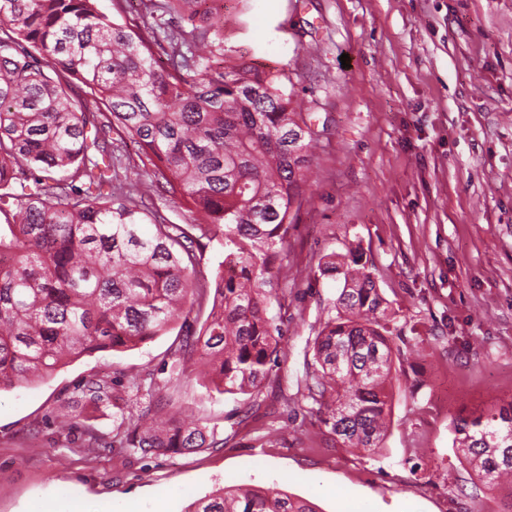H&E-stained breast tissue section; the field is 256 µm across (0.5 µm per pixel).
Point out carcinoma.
Wrapping results in <instances>:
<instances>
[{
	"mask_svg": "<svg viewBox=\"0 0 512 512\" xmlns=\"http://www.w3.org/2000/svg\"><path fill=\"white\" fill-rule=\"evenodd\" d=\"M142 22L119 24L97 0H0V390L43 381L80 355L129 350L203 309L199 330L171 348L172 370L201 364L221 394L260 392L279 364L269 315L293 205L316 132L279 76L224 66V0H143ZM170 15L171 22L165 19ZM135 143L146 178L119 179L112 134ZM161 191L193 223L165 224L147 201ZM224 241L215 285L197 278L201 243ZM343 277L335 314L311 342L298 389L342 444L382 448L394 378L388 303L360 258L331 254ZM146 390L154 408L133 409ZM164 387L134 375L117 388L93 376L84 409L116 410L120 447L165 455L224 446L208 421H174ZM88 458L108 445L78 416ZM454 445L492 488L512 475V402L460 417ZM188 512H317L279 488L218 490Z\"/></svg>",
	"mask_w": 512,
	"mask_h": 512,
	"instance_id": "obj_1",
	"label": "carcinoma"
}]
</instances>
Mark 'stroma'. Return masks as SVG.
Masks as SVG:
<instances>
[{
    "label": "stroma",
    "instance_id": "obj_1",
    "mask_svg": "<svg viewBox=\"0 0 512 512\" xmlns=\"http://www.w3.org/2000/svg\"><path fill=\"white\" fill-rule=\"evenodd\" d=\"M224 65L279 75L322 130L269 310L279 365L252 397L194 373L171 382L174 411L216 422L224 440L171 455L115 448L90 461L55 419L90 376L168 379L181 321L0 391V512L101 499L112 512H186L253 486L319 512H503L506 487L462 462L453 423L512 402V0H224ZM352 248L403 360L371 455L336 442L295 385L343 286L318 265Z\"/></svg>",
    "mask_w": 512,
    "mask_h": 512
}]
</instances>
